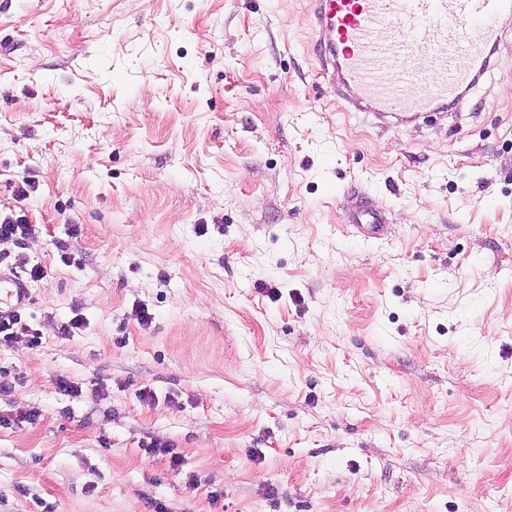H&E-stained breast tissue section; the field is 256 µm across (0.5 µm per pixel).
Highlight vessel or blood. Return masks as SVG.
Masks as SVG:
<instances>
[{
    "mask_svg": "<svg viewBox=\"0 0 512 512\" xmlns=\"http://www.w3.org/2000/svg\"><path fill=\"white\" fill-rule=\"evenodd\" d=\"M330 84L350 88L352 107L381 119L447 111L502 41L512 0H308ZM346 222L365 242L381 240L385 216L360 205ZM9 308L30 292L0 274Z\"/></svg>",
    "mask_w": 512,
    "mask_h": 512,
    "instance_id": "vessel-or-blood-1",
    "label": "vessel or blood"
}]
</instances>
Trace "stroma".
Returning <instances> with one entry per match:
<instances>
[{
  "mask_svg": "<svg viewBox=\"0 0 512 512\" xmlns=\"http://www.w3.org/2000/svg\"><path fill=\"white\" fill-rule=\"evenodd\" d=\"M502 29L381 128L307 0H0V215L37 227L0 271L41 336L0 345V512H512ZM345 223L348 224L352 233L364 242L373 243L381 240L387 230L385 216L381 212L371 209L365 203H362L355 212L350 214ZM0 315L7 310H14L24 305L30 297L29 289L25 281L15 276H5L0 272ZM5 293V299L1 297V290ZM3 304L8 305L5 310Z\"/></svg>",
  "mask_w": 512,
  "mask_h": 512,
  "instance_id": "obj_1",
  "label": "stroma"
}]
</instances>
